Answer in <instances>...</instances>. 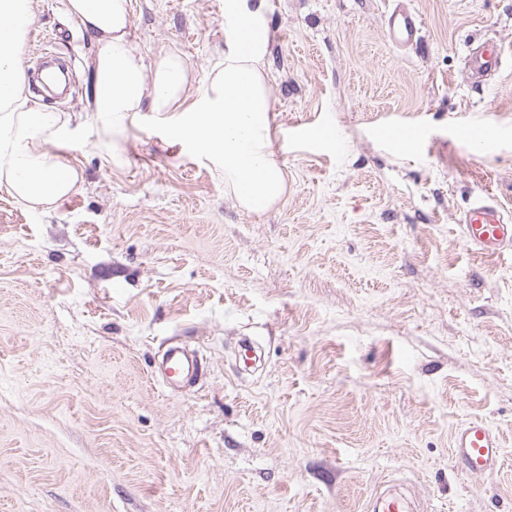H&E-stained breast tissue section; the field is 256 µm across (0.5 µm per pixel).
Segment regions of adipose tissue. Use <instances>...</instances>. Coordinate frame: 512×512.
<instances>
[{
  "label": "adipose tissue",
  "instance_id": "obj_1",
  "mask_svg": "<svg viewBox=\"0 0 512 512\" xmlns=\"http://www.w3.org/2000/svg\"><path fill=\"white\" fill-rule=\"evenodd\" d=\"M63 6L95 41L89 108L106 134L121 132L143 112L175 113L180 138L222 167L225 189L245 211L261 215L281 200L286 176L271 141V32L257 0H224V58L199 88L180 53L142 51L130 32V0H64ZM33 17V0H0V188L44 209L70 194L80 174L56 152L67 119L27 93L17 53Z\"/></svg>",
  "mask_w": 512,
  "mask_h": 512
}]
</instances>
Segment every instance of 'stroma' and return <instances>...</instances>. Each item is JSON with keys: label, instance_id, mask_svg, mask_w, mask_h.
Instances as JSON below:
<instances>
[{"label": "stroma", "instance_id": "stroma-1", "mask_svg": "<svg viewBox=\"0 0 512 512\" xmlns=\"http://www.w3.org/2000/svg\"><path fill=\"white\" fill-rule=\"evenodd\" d=\"M398 1L421 18L404 49ZM33 10L22 66L58 37L73 89L30 98L69 117L80 180L47 211L0 190V512H370L391 484L427 512H512V262L459 230L481 193L512 212V0H266L287 188L262 215L171 116L108 141L93 38L62 0ZM131 14L198 78L224 56V0ZM490 38L504 60L478 83ZM173 336L206 365L183 393L151 378ZM470 419L502 433L498 471L456 469ZM390 42L394 47H406L418 40L419 15L406 8L396 7L388 14ZM503 49L497 40H488L478 51L468 56V68L472 75L483 77L501 66Z\"/></svg>", "mask_w": 512, "mask_h": 512}]
</instances>
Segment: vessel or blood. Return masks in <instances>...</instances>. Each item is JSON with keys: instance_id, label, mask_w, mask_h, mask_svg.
<instances>
[{"instance_id": "obj_1", "label": "vessel or blood", "mask_w": 512, "mask_h": 512, "mask_svg": "<svg viewBox=\"0 0 512 512\" xmlns=\"http://www.w3.org/2000/svg\"><path fill=\"white\" fill-rule=\"evenodd\" d=\"M390 42L406 47L417 41L420 19L416 12L394 8L388 15ZM503 49L496 40H488L468 57L472 75L483 77L498 70ZM464 240L475 254L485 257H512V216L487 194L475 198L461 221ZM202 370L198 355L186 345L175 342L167 348L155 378L163 388L176 391L195 381ZM503 440L499 433L480 420H467L456 429L453 458L462 472L479 476L492 470L501 460Z\"/></svg>"}]
</instances>
